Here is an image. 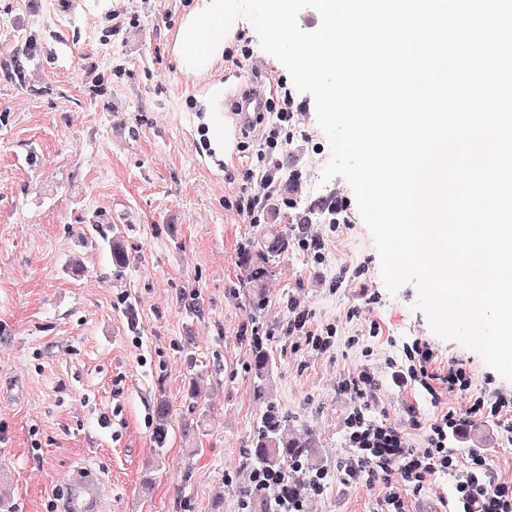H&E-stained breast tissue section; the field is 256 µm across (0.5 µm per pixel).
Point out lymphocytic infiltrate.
<instances>
[{
  "label": "lymphocytic infiltrate",
  "mask_w": 512,
  "mask_h": 512,
  "mask_svg": "<svg viewBox=\"0 0 512 512\" xmlns=\"http://www.w3.org/2000/svg\"><path fill=\"white\" fill-rule=\"evenodd\" d=\"M413 356L417 364L409 368L408 374L431 396L444 390H470L472 377L463 363L453 361L448 367L437 368L433 348L421 343L415 346ZM377 387L378 377L368 367L342 381V391L353 394L356 404L344 421L352 453L336 464L335 473L341 483H382L385 495L381 512H404L407 494L419 493L428 476L442 472L454 479V512H512L511 480L499 479L481 452L470 451L462 467L448 450L450 437L485 415L496 417L504 432L512 435L511 392L479 395L466 408L448 409L430 423L425 446L418 449L401 431L369 418Z\"/></svg>",
  "instance_id": "lymphocytic-infiltrate-1"
}]
</instances>
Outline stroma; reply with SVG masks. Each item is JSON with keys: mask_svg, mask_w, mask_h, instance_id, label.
Returning a JSON list of instances; mask_svg holds the SVG:
<instances>
[{"mask_svg": "<svg viewBox=\"0 0 512 512\" xmlns=\"http://www.w3.org/2000/svg\"><path fill=\"white\" fill-rule=\"evenodd\" d=\"M195 0H0V482L13 512H57L72 469L108 479L103 512H242L246 460L261 411L253 394L252 338L269 336L276 400L300 419L328 470L349 454L343 421L349 395L340 374L377 370L374 418L421 423L409 440L464 398L433 400L405 380L406 352L429 342L437 366L459 360L480 391H512V382L475 351L437 336L415 311L417 288L390 294L373 237L344 178H319L331 157L310 95L294 94L293 141L275 153L281 176L302 174L304 205L342 197L337 232L294 210L274 222L295 244L273 261L265 304L242 280L237 257L259 225L235 210L247 170H259L260 141L224 121L249 65L261 66L267 96L281 104L292 81L242 22L227 58L213 71L181 70L173 34ZM129 22L113 30L112 15ZM38 50L24 84L5 70L19 36ZM249 65H236L242 47ZM219 149L214 164L203 142ZM105 216L122 235L130 264L115 273L89 224ZM325 236V259L297 246L304 231ZM335 326L320 354L286 336L288 303ZM360 315L348 318L347 312ZM379 325L371 334V325ZM357 345H348V338ZM211 371L209 393L192 406V370ZM166 398L174 414L166 447H154L152 406ZM198 424L184 436V421ZM483 449L489 467L512 479V438L493 417L476 422L450 450ZM382 485L332 482L306 512H378Z\"/></svg>", "mask_w": 512, "mask_h": 512, "instance_id": "1", "label": "stroma"}]
</instances>
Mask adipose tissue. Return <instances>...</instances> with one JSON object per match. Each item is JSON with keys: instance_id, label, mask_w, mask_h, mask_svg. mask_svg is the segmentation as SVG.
<instances>
[{"instance_id": "1", "label": "adipose tissue", "mask_w": 512, "mask_h": 512, "mask_svg": "<svg viewBox=\"0 0 512 512\" xmlns=\"http://www.w3.org/2000/svg\"><path fill=\"white\" fill-rule=\"evenodd\" d=\"M237 12V0H196L178 32L175 51L182 67L201 72L223 62L238 25Z\"/></svg>"}]
</instances>
